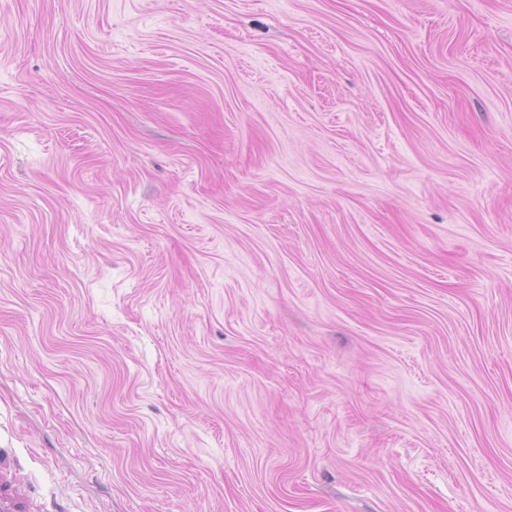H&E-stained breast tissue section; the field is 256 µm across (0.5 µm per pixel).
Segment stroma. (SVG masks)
Returning a JSON list of instances; mask_svg holds the SVG:
<instances>
[{
  "label": "stroma",
  "instance_id": "1",
  "mask_svg": "<svg viewBox=\"0 0 512 512\" xmlns=\"http://www.w3.org/2000/svg\"><path fill=\"white\" fill-rule=\"evenodd\" d=\"M0 512H512V0H0Z\"/></svg>",
  "mask_w": 512,
  "mask_h": 512
}]
</instances>
